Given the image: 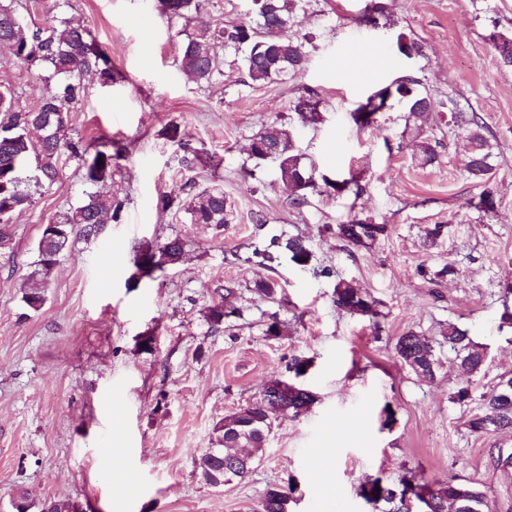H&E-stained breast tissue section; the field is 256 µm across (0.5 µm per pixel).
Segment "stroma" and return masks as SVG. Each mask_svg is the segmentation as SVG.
Listing matches in <instances>:
<instances>
[{
	"label": "stroma",
	"instance_id": "stroma-1",
	"mask_svg": "<svg viewBox=\"0 0 512 512\" xmlns=\"http://www.w3.org/2000/svg\"><path fill=\"white\" fill-rule=\"evenodd\" d=\"M393 26L360 25L371 0H305L292 29L306 37L305 71L272 84L253 83L241 56L219 50L221 66L196 82L178 62L184 23L161 17L156 0H18L30 29L66 18L90 29L119 72L102 85L86 76V95L70 114L74 133L93 141H124L121 177L103 186L125 201L121 223L93 241L75 240L59 258L45 301L34 310L19 285L36 259L44 224L84 197L77 161L61 159L58 176L12 219L11 244L0 251V512H41L48 499L69 498L83 512H257L268 484L295 482L288 512H324L311 464L327 457L331 485L344 512H386V502L360 494L366 481L416 483L456 478L485 493L492 512H512V468L497 466L512 451V432L482 434L469 422L479 399L512 374V66L499 64L492 28L512 32V0H383ZM252 0H200L194 24L254 22ZM422 46L399 54L398 34ZM45 65L16 62L0 48V83L15 105L34 107L47 89ZM419 79L431 95L475 113L494 144L492 169L472 175L464 130H436L439 159L419 165L404 136L400 105L357 127L352 112L378 87ZM320 101L323 120L300 124L299 97ZM178 123L187 140L220 162L182 167V150L161 134ZM295 126L299 148L329 178L356 177L358 195L312 193L290 206L277 167L254 165L247 148L271 125ZM223 191L231 221L223 228L188 220L181 190ZM491 193L494 212L477 209ZM175 197L168 210L161 197ZM263 214L266 224L254 221ZM366 218L389 227L371 247H354L333 226ZM444 224L435 247L426 227ZM180 236L182 259L154 279L129 287L131 256L147 241ZM301 236L312 252L300 267L281 255L271 265L250 262L255 245L272 236ZM125 254L109 268L110 251ZM454 272L439 277L444 266ZM366 289L377 320L336 308L339 280ZM274 283L283 298L269 302L256 282ZM234 283L242 318L211 332L203 309L217 285ZM283 332H267L271 319ZM466 330L486 351L480 373H464L444 336ZM432 340L439 358L434 380L394 354L398 336ZM155 336L152 352L137 346ZM309 359L301 382L316 395L310 410L273 422L267 448L244 479L206 484L200 457L217 445L215 426L259 399L264 384L293 358ZM122 397L105 403L113 383ZM469 400L453 402L458 388Z\"/></svg>",
	"mask_w": 512,
	"mask_h": 512
}]
</instances>
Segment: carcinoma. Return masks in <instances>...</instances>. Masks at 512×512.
Instances as JSON below:
<instances>
[{"mask_svg": "<svg viewBox=\"0 0 512 512\" xmlns=\"http://www.w3.org/2000/svg\"><path fill=\"white\" fill-rule=\"evenodd\" d=\"M305 0H252L257 16L256 26L245 23H229L214 28H195L186 35L180 46V66L197 81H208L218 68L216 48L220 45L243 53V67L254 83H270L290 74L303 72L308 63L305 44L299 37L278 34L284 21H291L297 11L303 9ZM160 13L168 18L190 21L199 10V0H159ZM18 15L14 0H0V46L6 45L16 61L24 66L37 62L46 63L53 69L59 82L46 90L38 105L29 110L14 107V91L0 84V248L11 240L10 224L13 216L32 205L34 195L45 186L52 185L58 175V164L62 156L81 163L85 181L92 187L114 181L120 171L119 161L125 157L127 147L119 141L103 139L98 143H86L73 137L70 128V112L85 94L83 76L94 73L102 76L106 83L116 81L105 53L96 43L89 30L80 24L60 20L43 29L31 30L14 24ZM421 82L413 77L395 81L379 88L375 95L380 100L388 99L403 106L404 131L411 136L416 147L415 157L422 165L437 159V144L429 135L433 127L436 101ZM301 122L316 125L322 122L318 102L313 96L300 97L294 107ZM452 120L463 127L471 144L469 170L473 175H484L492 169L490 159L493 145L484 134V126L471 113L454 112ZM162 135L183 148V167L191 169L201 163L204 152L192 148L185 140L180 125L168 124ZM249 159L274 162L278 166L280 180L289 189L291 204L301 207L308 202V195L325 188L340 196L352 191L353 179L336 181L318 175L313 162L296 145L293 130L288 125H272L270 129L254 136L249 146ZM124 201L116 196L99 191L91 192L76 207L70 208L53 224L43 226L37 243L38 259L33 270L21 285L22 301L34 310L44 303L43 289L49 284L58 258L68 251L72 238L86 241L97 238L107 221H121ZM192 224H212L224 227L230 221V210L219 191H204L194 195L185 208ZM385 224H373L361 219H351L336 225V237L354 246L367 247L387 233ZM273 246H284L290 260L297 266H306L312 258L304 240L290 238L281 244L271 241ZM184 253V242L179 237L169 238L156 245H146L135 251L133 265L136 272L131 276L135 282L150 278L164 267L177 263ZM220 301L208 305L203 317L213 331L224 327L231 318H240L243 309L238 305L236 289L227 285L219 294ZM336 306L352 315L376 317L375 300L363 288L349 281L336 283L333 293ZM448 348L455 354L460 368L473 374L481 370L486 353L456 327L448 326L446 336ZM396 356L414 373L431 380L435 376L438 358L434 345L424 336L408 331L399 336L394 345ZM504 381L511 386L509 395L502 388L480 396L481 413L470 421L474 432L496 433L512 431V377ZM284 379L274 376L266 383L259 400L238 409L224 418L217 426L219 448L207 452L199 462L201 478L208 484L218 485L224 481V471L237 466L239 478L250 473L243 461L250 463L262 456L268 444L275 415L288 410L310 406L315 401L314 393L299 384L297 388L281 389ZM402 489L395 485L383 486L372 483V497L378 499L382 493L393 497L399 491V504H404L405 491L420 497L424 493L430 499L429 512H448V507L457 502L469 505L466 512H485V494L471 483L453 479L439 483H424L415 486L410 481L401 482ZM419 491H414V488ZM295 494L293 483L283 486L267 485L260 501V512H287L291 495Z\"/></svg>", "mask_w": 512, "mask_h": 512, "instance_id": "cac0c4a2", "label": "carcinoma"}]
</instances>
